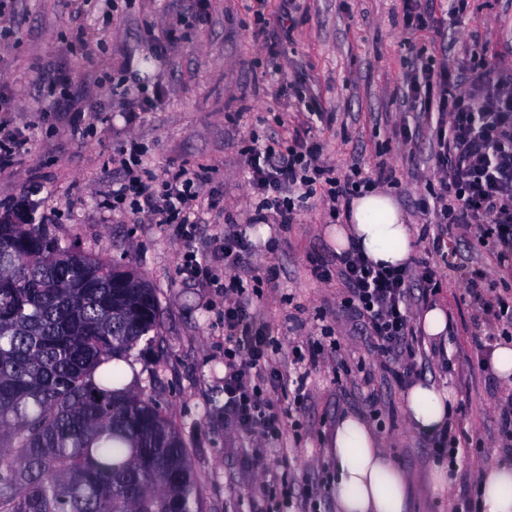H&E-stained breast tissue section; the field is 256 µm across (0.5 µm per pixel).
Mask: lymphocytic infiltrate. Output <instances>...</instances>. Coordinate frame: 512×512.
I'll return each mask as SVG.
<instances>
[{
	"label": "lymphocytic infiltrate",
	"mask_w": 512,
	"mask_h": 512,
	"mask_svg": "<svg viewBox=\"0 0 512 512\" xmlns=\"http://www.w3.org/2000/svg\"><path fill=\"white\" fill-rule=\"evenodd\" d=\"M456 68H412L407 95L430 130L435 183L431 209L438 236L474 230L473 246H494L512 256V74L485 84L471 79L481 54L472 48ZM320 143L300 134L273 133L254 142L245 154L248 186L256 200L255 219L293 223L300 207L321 197L329 219L340 218L351 198L393 180L382 163L375 176L360 169L340 174L322 160ZM144 144L129 138L118 154L123 176L112 186V206L158 224H177L184 240L195 233L196 208L212 171L174 169L158 175L146 163ZM250 245L233 224L224 226V394L240 428L274 441L282 420L266 391L292 392L304 399L306 376L290 377L272 364V338L251 307L247 281L237 274ZM317 278L336 276L344 287L342 306L370 341L372 352L398 386L417 376L420 342L411 323L413 303H425L439 284L431 270L380 268L358 248L337 254L333 266L315 265Z\"/></svg>",
	"instance_id": "lymphocytic-infiltrate-1"
}]
</instances>
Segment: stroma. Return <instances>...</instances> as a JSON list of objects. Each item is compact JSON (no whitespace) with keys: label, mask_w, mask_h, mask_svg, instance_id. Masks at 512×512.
I'll return each mask as SVG.
<instances>
[{"label":"stroma","mask_w":512,"mask_h":512,"mask_svg":"<svg viewBox=\"0 0 512 512\" xmlns=\"http://www.w3.org/2000/svg\"><path fill=\"white\" fill-rule=\"evenodd\" d=\"M13 2L15 21L0 36V82L16 94L18 109L0 112V122L30 133L31 150L14 170L0 172V214L28 199L34 223L88 255L122 262L155 288L161 334L154 348H136L131 362L139 390L185 439L206 512H276L286 482L315 491L311 512H336L326 441L347 413L363 416L410 476L414 512H464L477 498L479 467L512 460L498 425L512 388L484 366L502 338L492 335L453 268L464 266L500 292L512 291V276L500 278L493 254L472 252L465 240L451 236L433 246L436 218L420 206L433 181L428 131L401 93L413 43L438 65L483 41L482 76L511 71L512 0H469L467 12L454 17L449 0H430L434 24L416 32L404 25L402 0H263L262 33L251 0H201L202 22L190 14V0H115L106 21L84 0ZM172 23L182 41L169 49ZM52 77L68 80L84 111H67L50 96ZM144 84L161 90L162 106L129 122L122 94ZM298 86L306 93L301 110L293 97ZM310 112L320 120L307 123ZM280 114L320 142L325 162L339 171L356 164L370 173L382 162L396 170L391 192L421 235L414 258L434 271L435 301L450 321L443 343L423 342L418 367L422 380L451 390L446 433L470 451L449 469L440 492L428 489L438 458L429 438L407 424L404 388L341 308V284L313 273L334 255L319 200H309L295 223L272 225L268 242L253 243L245 263L258 279L253 308L277 344L274 364L283 373L293 370V346L319 335L322 325L340 342L310 371L301 403L272 394L284 429L271 445L242 430L224 406L223 296L180 275L176 225L112 208V184L121 177L112 158L128 137L147 146L156 171L215 167L202 190L195 245L207 255L223 252L226 219L247 231L254 214L242 152L252 135L274 131ZM399 128L409 146L398 143Z\"/></svg>","instance_id":"35a3bbf8"}]
</instances>
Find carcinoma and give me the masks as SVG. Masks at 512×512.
Returning <instances> with one entry per match:
<instances>
[{"label": "carcinoma", "mask_w": 512, "mask_h": 512, "mask_svg": "<svg viewBox=\"0 0 512 512\" xmlns=\"http://www.w3.org/2000/svg\"><path fill=\"white\" fill-rule=\"evenodd\" d=\"M0 512H204L186 444L126 380L155 289L0 216Z\"/></svg>", "instance_id": "carcinoma-1"}]
</instances>
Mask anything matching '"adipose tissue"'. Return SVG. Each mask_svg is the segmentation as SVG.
Wrapping results in <instances>:
<instances>
[{"mask_svg":"<svg viewBox=\"0 0 512 512\" xmlns=\"http://www.w3.org/2000/svg\"><path fill=\"white\" fill-rule=\"evenodd\" d=\"M325 234L335 251L357 244L381 266L408 265L415 250L412 227L390 194L373 190L353 198L347 219ZM407 421L415 432L432 434L447 427L452 399L447 388L429 381L409 387L403 397ZM335 461L332 494L336 512H411L408 475L385 452L374 430L355 414L340 418L329 441ZM480 512H512V462L482 468L478 475Z\"/></svg>","mask_w":512,"mask_h":512,"instance_id":"obj_1","label":"adipose tissue"}]
</instances>
